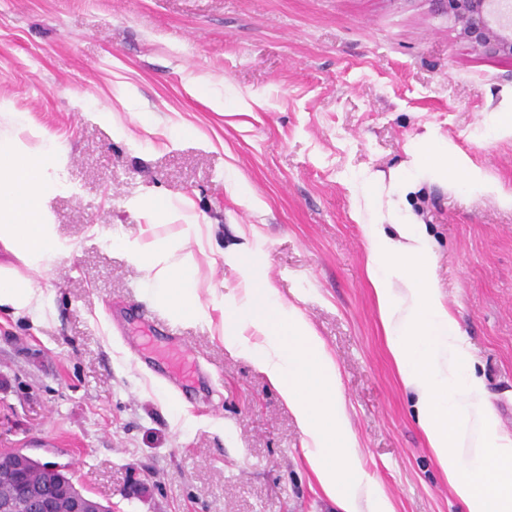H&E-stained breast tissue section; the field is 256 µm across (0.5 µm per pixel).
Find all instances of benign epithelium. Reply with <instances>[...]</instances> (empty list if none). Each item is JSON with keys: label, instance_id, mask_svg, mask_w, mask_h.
Listing matches in <instances>:
<instances>
[{"label": "benign epithelium", "instance_id": "7a95c632", "mask_svg": "<svg viewBox=\"0 0 512 512\" xmlns=\"http://www.w3.org/2000/svg\"><path fill=\"white\" fill-rule=\"evenodd\" d=\"M434 9H444L458 28V37L474 51L487 56L512 58V14L502 5L509 0H429ZM48 471L57 473L59 488L44 489L12 477L10 493L0 497V512H17L20 505L32 512H108L104 504L79 489L66 473L70 466L54 463Z\"/></svg>", "mask_w": 512, "mask_h": 512}]
</instances>
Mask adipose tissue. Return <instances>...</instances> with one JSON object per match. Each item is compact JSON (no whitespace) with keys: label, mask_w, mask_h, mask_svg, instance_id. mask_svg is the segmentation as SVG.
<instances>
[{"label":"adipose tissue","mask_w":512,"mask_h":512,"mask_svg":"<svg viewBox=\"0 0 512 512\" xmlns=\"http://www.w3.org/2000/svg\"><path fill=\"white\" fill-rule=\"evenodd\" d=\"M6 118L8 127L0 130V311L41 321L48 302L37 279L74 252L46 210L62 187L63 160L45 138L31 145L20 139L27 127L22 114ZM417 142L401 175L387 181L368 171L360 178L368 277L389 353L415 395L418 422L455 496L468 512H512V437L498 432L458 321L428 273L433 253L422 225L400 207L422 178L462 185L468 194L508 207L512 194L434 132ZM191 206L187 199L153 196L141 205L149 222L139 235L111 231L104 239L141 273L154 303L181 321L216 323L225 348L246 356L278 389L302 429L312 471L340 512H394L361 466L335 359L301 309L280 299L259 256L248 247L236 253L241 279L231 302L203 299L200 261L211 254L212 227L199 223ZM178 211L184 218L178 231L158 234ZM388 224L394 234H386Z\"/></svg>","instance_id":"obj_1"}]
</instances>
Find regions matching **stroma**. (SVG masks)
Masks as SVG:
<instances>
[{
  "label": "stroma",
  "mask_w": 512,
  "mask_h": 512,
  "mask_svg": "<svg viewBox=\"0 0 512 512\" xmlns=\"http://www.w3.org/2000/svg\"><path fill=\"white\" fill-rule=\"evenodd\" d=\"M228 83L244 106H215ZM509 108L512 59L475 54L429 0H0V113L63 152L66 187L47 206L75 245L38 279L46 321L0 312V447L71 464L113 512H340L278 390L216 328L152 305L90 232L138 234L139 201L185 197L215 225L213 252L249 241L304 310L395 512H466L388 353L355 187L397 171L429 129L512 193V136L494 133ZM402 206L512 435V208L439 182ZM146 320L159 338L139 349ZM167 336L203 368L190 385L165 378Z\"/></svg>",
  "instance_id": "1"
}]
</instances>
